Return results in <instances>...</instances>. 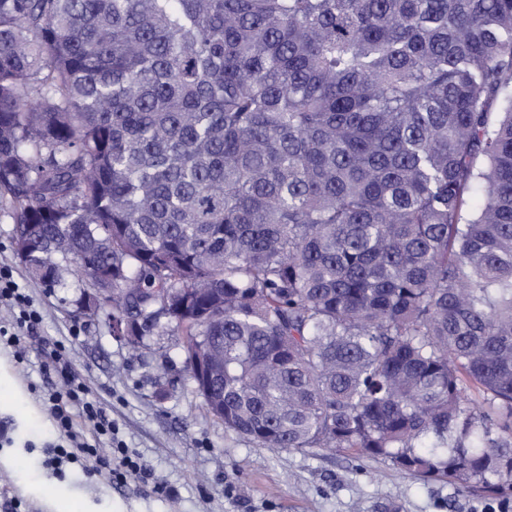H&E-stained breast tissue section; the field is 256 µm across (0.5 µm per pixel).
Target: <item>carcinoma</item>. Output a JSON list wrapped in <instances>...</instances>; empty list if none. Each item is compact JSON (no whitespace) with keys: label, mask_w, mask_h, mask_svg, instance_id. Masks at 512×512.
I'll list each match as a JSON object with an SVG mask.
<instances>
[{"label":"carcinoma","mask_w":512,"mask_h":512,"mask_svg":"<svg viewBox=\"0 0 512 512\" xmlns=\"http://www.w3.org/2000/svg\"><path fill=\"white\" fill-rule=\"evenodd\" d=\"M0 204L225 429L512 512V0H0Z\"/></svg>","instance_id":"cac0c4a2"}]
</instances>
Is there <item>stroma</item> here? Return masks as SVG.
<instances>
[{
	"mask_svg": "<svg viewBox=\"0 0 512 512\" xmlns=\"http://www.w3.org/2000/svg\"><path fill=\"white\" fill-rule=\"evenodd\" d=\"M15 225L0 209V266L11 268L42 321L23 358L0 344L12 386L0 391V512H490L491 501L440 481H420L384 460L329 449L262 448L207 412L184 369L180 336L132 351L106 317L77 315L86 285L67 276L47 292L12 248ZM112 422L115 437L170 495L119 487L108 471L55 467L60 442L45 396L44 365L55 345Z\"/></svg>",
	"mask_w": 512,
	"mask_h": 512,
	"instance_id": "stroma-1",
	"label": "stroma"
}]
</instances>
